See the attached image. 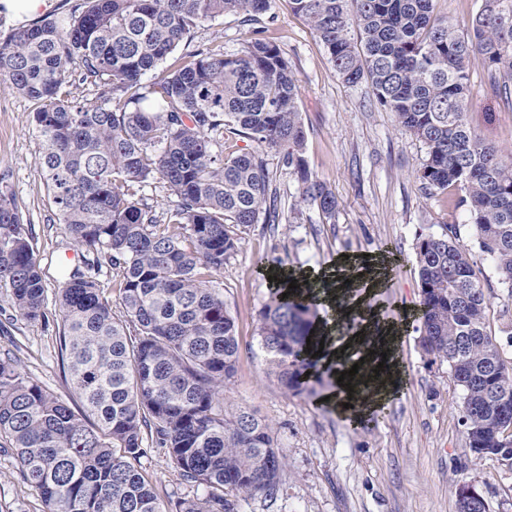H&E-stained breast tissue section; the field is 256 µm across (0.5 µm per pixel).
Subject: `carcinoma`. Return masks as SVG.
<instances>
[{"mask_svg": "<svg viewBox=\"0 0 512 512\" xmlns=\"http://www.w3.org/2000/svg\"><path fill=\"white\" fill-rule=\"evenodd\" d=\"M434 0H288L316 33L339 77L366 81L376 104L426 150L418 174L430 192L460 188L480 252L512 285V159L468 124L472 59L512 92V0H481L461 35L432 20ZM270 0H83L65 28L34 23L0 47V82L40 103L34 130L58 223L87 269L120 272L124 320L91 274L63 272L55 318L29 229L0 190V288L19 316L53 322L74 407L0 355V438L48 512H167L133 465L144 432L164 448L183 483L204 494L175 512H238L272 500L286 469L270 425L224 406L239 355L235 320L212 279L237 238L265 217L282 220L268 163L224 154V136L282 154L304 201L330 219L337 201L306 156L299 84L276 41L251 38L232 56L199 51L167 60L194 29L224 14L255 24ZM154 73V81L142 78ZM90 85L95 98H61ZM162 181L175 197L160 220L136 197ZM422 300L417 343L448 363L463 391L468 448L512 469V364L485 329L488 297L457 233L419 236ZM275 291L261 314L269 371L289 393L325 377L310 357L317 313L299 289ZM459 512H487L457 494Z\"/></svg>", "mask_w": 512, "mask_h": 512, "instance_id": "1", "label": "carcinoma"}]
</instances>
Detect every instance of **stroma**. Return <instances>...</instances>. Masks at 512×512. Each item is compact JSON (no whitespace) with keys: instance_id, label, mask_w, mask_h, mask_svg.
Here are the masks:
<instances>
[{"instance_id":"1","label":"stroma","mask_w":512,"mask_h":512,"mask_svg":"<svg viewBox=\"0 0 512 512\" xmlns=\"http://www.w3.org/2000/svg\"><path fill=\"white\" fill-rule=\"evenodd\" d=\"M283 49L300 87L307 131L306 156L317 177L336 195L332 219L303 200L279 154L266 152L287 222L257 223L238 233L237 248L214 281L236 321L239 356L224 386L228 406L254 411L269 423L287 460L275 501H240L239 512H458L457 489L468 483L485 496L488 512H512V470L478 458L460 420L462 392L447 363L430 360L416 342L414 316L422 296L415 270L419 236L455 226L473 249L474 269L489 296L486 330L512 362V287L494 261L476 251V233L461 192H425L417 173L425 147L393 113L378 108L367 83H345L316 34L294 15L287 0H270L258 27L240 16L206 21L186 38L178 55L203 49L233 55L253 30ZM35 101L0 84V189L12 192L31 228L48 294L62 282L74 247L48 195L33 126ZM467 120L483 139L512 147V98L493 87L481 60H474ZM363 257L384 267L380 288L366 300L375 318L400 329L397 357L403 388L367 427H354L316 397L284 392L268 373L260 343L261 311L273 287L270 270L283 268L323 280L337 257ZM20 342L21 367L45 388L70 399L54 324L28 322L0 289V353ZM136 466L158 488L166 507L196 495L178 478L165 449L149 445ZM38 493L23 483L12 452L0 451V512H45Z\"/></svg>"}]
</instances>
